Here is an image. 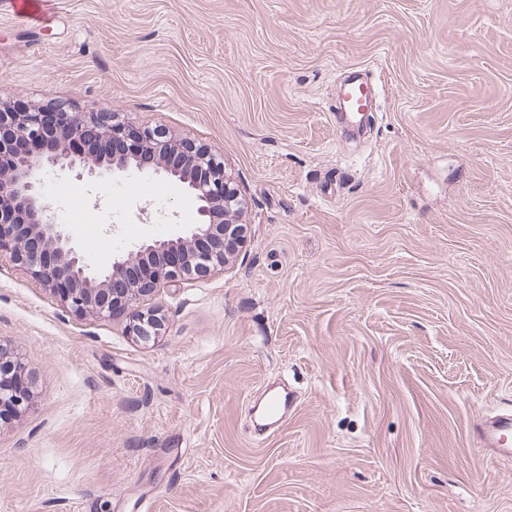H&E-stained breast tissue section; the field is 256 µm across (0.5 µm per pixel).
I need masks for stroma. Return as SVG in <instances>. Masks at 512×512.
<instances>
[{
    "mask_svg": "<svg viewBox=\"0 0 512 512\" xmlns=\"http://www.w3.org/2000/svg\"><path fill=\"white\" fill-rule=\"evenodd\" d=\"M0 4V102L118 112L211 148L245 203L228 269L163 285L157 336L0 264V344L31 400L0 421V512H512V0ZM369 72L365 133L334 114ZM62 178L96 271L174 235L166 177ZM296 395L252 432L264 391ZM473 438L485 448L501 456H512V443L507 436L512 434V414H501L492 420L477 423L472 430Z\"/></svg>",
    "mask_w": 512,
    "mask_h": 512,
    "instance_id": "stroma-1",
    "label": "stroma"
}]
</instances>
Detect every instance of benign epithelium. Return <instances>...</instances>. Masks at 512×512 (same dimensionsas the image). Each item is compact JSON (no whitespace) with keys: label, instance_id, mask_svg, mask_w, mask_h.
Instances as JSON below:
<instances>
[{"label":"benign epithelium","instance_id":"7a95c632","mask_svg":"<svg viewBox=\"0 0 512 512\" xmlns=\"http://www.w3.org/2000/svg\"><path fill=\"white\" fill-rule=\"evenodd\" d=\"M128 132L117 112H59L49 124L40 111L0 109V263L26 267L74 313L132 314L133 333L147 340L162 329V319L139 310L140 301L165 280L224 269L245 243L247 225L233 220L240 207L238 191L224 174L223 159L206 147L163 140L144 129L141 145L156 156L148 169L136 149L108 157L70 150V142L80 137L123 138ZM132 171L163 174L194 194L196 222L185 236L131 245L108 271L97 273L57 223V204L43 190V177L75 172L79 178L114 180ZM26 400L24 384L8 377L0 364V407L8 403L17 413Z\"/></svg>","mask_w":512,"mask_h":512}]
</instances>
